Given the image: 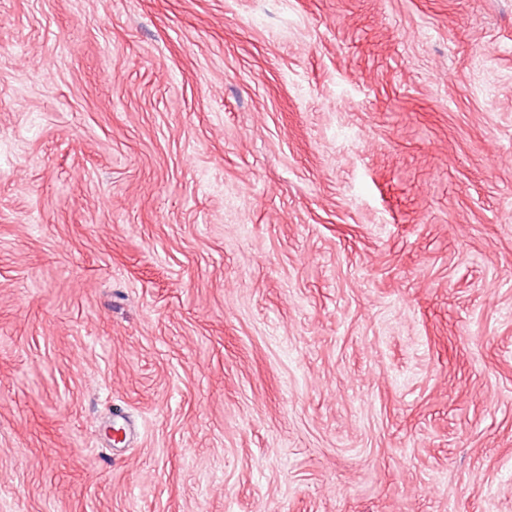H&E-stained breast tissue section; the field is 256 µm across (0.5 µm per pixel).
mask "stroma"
Segmentation results:
<instances>
[{
    "label": "stroma",
    "mask_w": 512,
    "mask_h": 512,
    "mask_svg": "<svg viewBox=\"0 0 512 512\" xmlns=\"http://www.w3.org/2000/svg\"><path fill=\"white\" fill-rule=\"evenodd\" d=\"M0 512H512V0H0Z\"/></svg>",
    "instance_id": "obj_1"
}]
</instances>
